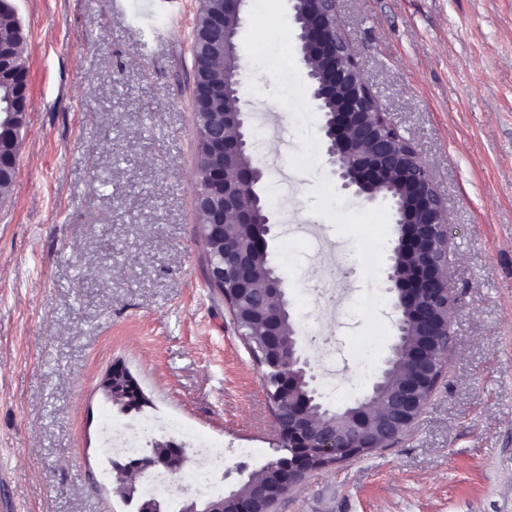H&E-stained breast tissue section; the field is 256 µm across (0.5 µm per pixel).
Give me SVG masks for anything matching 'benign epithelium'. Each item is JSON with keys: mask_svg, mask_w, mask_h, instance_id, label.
<instances>
[{"mask_svg": "<svg viewBox=\"0 0 512 512\" xmlns=\"http://www.w3.org/2000/svg\"><path fill=\"white\" fill-rule=\"evenodd\" d=\"M245 0H224V6H215L209 14V29L214 37L213 51L224 50V57H238L237 49L229 41H221L227 29L226 18L240 29ZM313 24L307 33L297 34L302 62L306 53L315 51L322 61L325 73L317 80L316 73L307 71L311 98L316 109L328 96H339L336 111L322 114V132L331 173L344 190L372 200L386 192V186L397 182L402 193L392 195L396 223L403 229L400 241L414 252L418 262L406 275L396 264H390L387 280L389 291L395 294L394 307L399 314L398 331H403L401 314L417 299L431 297L435 305L421 312L420 326L412 347L415 361L413 373L403 379L391 398V415L370 432V444L355 449L345 457L336 455V432L330 427H314L308 419L278 398L271 403L275 427L305 434L321 460L318 468L337 466L367 451L372 452L395 443L407 426L415 423L420 402L434 385L431 369L432 354L444 347L452 349L451 318L452 290L449 288L450 271L445 209L429 177L425 163L417 149L399 132L384 135L386 122L377 99L362 77L357 54L344 37L336 12V0H310ZM27 98L9 96L0 101V131H19V120L24 117ZM248 125L241 108V99L224 101V119L210 123L204 132L208 159L215 163L234 159L246 153ZM14 154L5 153L0 143V179L16 176ZM264 176L254 165L224 175L223 201L214 203L200 190H195V208L202 215L200 237L204 246L224 237L228 224L271 223L269 213L262 208L256 192ZM207 275L219 288L224 282V262L213 263L206 255ZM252 254L248 250L232 254L234 269L232 288L236 293L251 294L258 298L252 317L267 320L268 336L279 335L285 292L279 277L268 278L267 284L255 279ZM237 500L236 491L214 498L187 499L180 503L181 512H224V503Z\"/></svg>", "mask_w": 512, "mask_h": 512, "instance_id": "benign-epithelium-1", "label": "benign epithelium"}]
</instances>
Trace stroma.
Returning a JSON list of instances; mask_svg holds the SVG:
<instances>
[{
	"label": "stroma",
	"mask_w": 512,
	"mask_h": 512,
	"mask_svg": "<svg viewBox=\"0 0 512 512\" xmlns=\"http://www.w3.org/2000/svg\"><path fill=\"white\" fill-rule=\"evenodd\" d=\"M29 103L17 177L0 202V512H132L115 492L102 429L126 421L100 387L123 362L151 412L226 449L211 496L276 455L263 369L208 288L189 40L199 0H16ZM341 26L382 112L411 140L445 205L455 353L411 431L391 448L310 474L276 512H512V0H339ZM182 24L171 28L169 18ZM288 42L266 66L258 23ZM240 95L287 140L291 185L268 259L301 329L300 352L335 348L341 396L369 390L397 334L383 305L346 326H302L308 268L287 224H318L353 250L335 270L355 297L386 272L392 200L340 188L326 162L287 0H247ZM346 208L337 225V208Z\"/></svg>",
	"instance_id": "1"
}]
</instances>
